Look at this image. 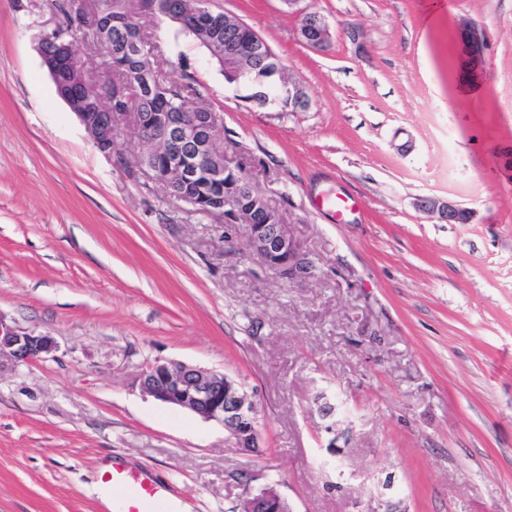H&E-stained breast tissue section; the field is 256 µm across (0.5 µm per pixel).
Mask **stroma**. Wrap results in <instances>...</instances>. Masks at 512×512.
Listing matches in <instances>:
<instances>
[{
    "mask_svg": "<svg viewBox=\"0 0 512 512\" xmlns=\"http://www.w3.org/2000/svg\"><path fill=\"white\" fill-rule=\"evenodd\" d=\"M210 6L267 42L305 108L258 105L193 37L145 28L315 272L266 270L244 228L225 235L137 165L135 138L125 163L99 152L41 66L47 0H0V315L58 345L0 368V512H104L85 488L116 456L191 512H235L268 483L294 512H512V0ZM305 10L325 51L301 39ZM469 23L489 35L477 77ZM330 186L360 202L345 222L314 206ZM427 196L472 221L439 223ZM157 360L242 383L258 452L143 393ZM300 34L304 43L317 51L330 45V27L323 16L314 12L301 13ZM419 207L440 223L467 224L472 219V212L461 204L437 197H426L419 201Z\"/></svg>",
    "mask_w": 512,
    "mask_h": 512,
    "instance_id": "stroma-1",
    "label": "stroma"
}]
</instances>
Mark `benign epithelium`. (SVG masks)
Returning a JSON list of instances; mask_svg holds the SVG:
<instances>
[{"label": "benign epithelium", "instance_id": "7a95c632", "mask_svg": "<svg viewBox=\"0 0 512 512\" xmlns=\"http://www.w3.org/2000/svg\"><path fill=\"white\" fill-rule=\"evenodd\" d=\"M195 17V30L199 35L214 40L219 31L226 34L245 27L239 19L224 15V26L216 25L212 13L199 8ZM300 34L304 43L317 51L330 45V27L323 16L303 12ZM268 45L258 34H253L243 52L224 51V58L246 62L266 55ZM460 48L470 70L478 75L487 49L485 29L466 25L461 29ZM43 66L52 78L56 93L76 114L80 123L93 140L103 148V154L120 163L125 152L115 144L120 142L124 130L132 128L137 138L139 166L162 186L180 185L195 176L196 170L188 164L194 155L213 175H224V205L213 214L222 218L227 227L242 225L246 228V245L249 253L262 265L290 284H298L311 276L313 264L301 242L288 232L280 214L255 188L251 180L231 162L225 160L220 146L223 128L218 112H195L185 121L178 112L159 114L160 123L150 119L142 125L135 112H118L112 103L122 99V89L112 88L99 71L82 65L73 42L54 40L50 52H40ZM84 85L98 92V107L94 112L85 111L82 96L72 89L73 84ZM276 94L284 105L294 109L307 106L303 88L291 79L281 78L275 84ZM154 154L168 158L164 171L152 167L147 159ZM419 207L428 215L445 224H467L472 212L461 204L437 197H426ZM57 349L48 335L24 330L7 323L0 316V364L31 363L47 357ZM141 390L154 400L188 410L205 420L224 426L236 447L252 451L259 447V430L256 425L258 410L243 385L224 373L199 367L156 361L139 377ZM318 411L330 420L326 431L336 427V405L324 394L319 396ZM237 512H294L288 500L273 484L257 490L245 489Z\"/></svg>", "mask_w": 512, "mask_h": 512}]
</instances>
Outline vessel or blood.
<instances>
[{
	"label": "vessel or blood",
	"instance_id": "obj_1",
	"mask_svg": "<svg viewBox=\"0 0 512 512\" xmlns=\"http://www.w3.org/2000/svg\"><path fill=\"white\" fill-rule=\"evenodd\" d=\"M350 202V197L329 188L319 196L316 206L339 221L349 210ZM105 481L116 493L112 504L114 512H170L164 487L150 471L130 469L116 457L111 470L105 474Z\"/></svg>",
	"mask_w": 512,
	"mask_h": 512
}]
</instances>
